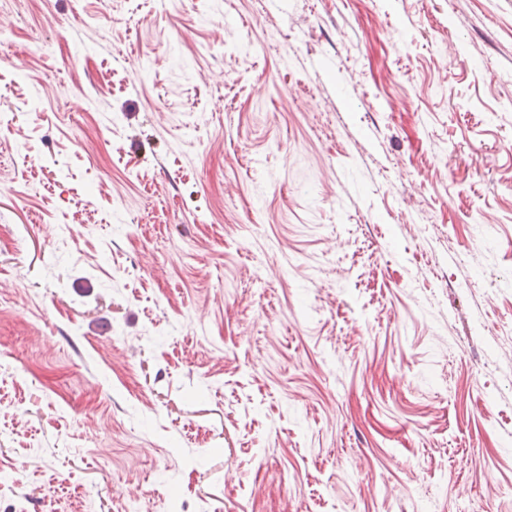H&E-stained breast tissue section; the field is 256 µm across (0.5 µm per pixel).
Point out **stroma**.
I'll return each mask as SVG.
<instances>
[{
    "label": "stroma",
    "mask_w": 512,
    "mask_h": 512,
    "mask_svg": "<svg viewBox=\"0 0 512 512\" xmlns=\"http://www.w3.org/2000/svg\"><path fill=\"white\" fill-rule=\"evenodd\" d=\"M0 512H512V0H0Z\"/></svg>",
    "instance_id": "obj_1"
}]
</instances>
